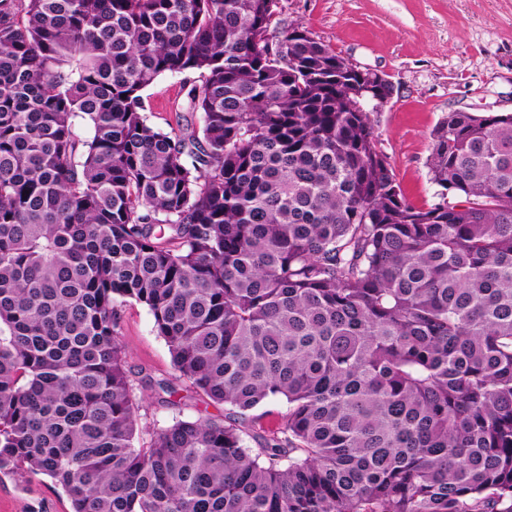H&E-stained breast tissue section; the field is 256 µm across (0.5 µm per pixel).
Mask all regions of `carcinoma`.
Listing matches in <instances>:
<instances>
[{"label":"carcinoma","mask_w":512,"mask_h":512,"mask_svg":"<svg viewBox=\"0 0 512 512\" xmlns=\"http://www.w3.org/2000/svg\"><path fill=\"white\" fill-rule=\"evenodd\" d=\"M184 72L202 126L159 132ZM361 89L278 0H0V471L72 512H512V113L438 121L419 207ZM130 300L224 417L140 425L175 390ZM192 73H166L142 91L149 122L159 131L171 132L201 127L199 112H189V90L199 84ZM121 339L125 345L128 366L140 377L154 380L172 378L175 371L165 340L158 336L149 310L135 301L121 307ZM287 411V404L282 399H272L264 402L251 412V416L260 417L264 427H274Z\"/></svg>","instance_id":"obj_1"}]
</instances>
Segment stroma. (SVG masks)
Here are the masks:
<instances>
[{"mask_svg": "<svg viewBox=\"0 0 512 512\" xmlns=\"http://www.w3.org/2000/svg\"><path fill=\"white\" fill-rule=\"evenodd\" d=\"M281 24H302L354 66L384 75L394 87L374 134L405 197L430 203L435 187L427 160L430 134L448 112H512V0H279ZM192 73H166L142 97L150 123L171 132L200 126L189 109ZM121 339L131 370L159 380L175 374L165 340L149 310L121 308ZM173 403L141 390V423L220 417L188 383L176 384ZM0 512H72L63 490L44 475L0 472Z\"/></svg>", "mask_w": 512, "mask_h": 512, "instance_id": "35a3bbf8", "label": "stroma"}]
</instances>
